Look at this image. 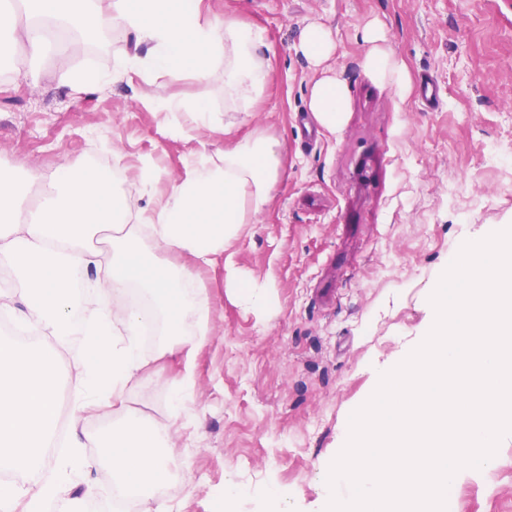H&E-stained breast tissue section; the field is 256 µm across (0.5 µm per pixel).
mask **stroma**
<instances>
[{
	"mask_svg": "<svg viewBox=\"0 0 512 512\" xmlns=\"http://www.w3.org/2000/svg\"><path fill=\"white\" fill-rule=\"evenodd\" d=\"M212 13L259 29L271 74L248 111L225 109L220 82L111 71L133 42L112 38L75 57L108 82L74 93L55 54L30 56L6 42L13 75L0 80V163L44 177L62 168L108 174L133 208V180L154 161L158 190L191 152L214 154L225 137L261 132L278 140L283 167L268 207L243 225L232 250L241 281L266 290L263 309L243 307L222 268L199 281L211 301L209 336L192 360L160 357L158 329L128 405L168 429L170 474L133 495L129 512H323L325 479L349 418L374 392L380 371L426 330L428 292L458 240L512 225V0H207ZM331 28L347 110L336 133L307 110L308 62L293 48L308 21ZM376 25L408 72L395 95L364 71L362 30ZM431 76L439 105L419 95ZM208 101L226 132L168 133L150 107L158 98ZM193 385H182L185 371ZM186 409L174 414L177 391ZM122 414L106 405L77 437L90 465L67 488L77 512H118L105 461ZM491 469L455 484V512H512V435Z\"/></svg>",
	"mask_w": 512,
	"mask_h": 512,
	"instance_id": "obj_1",
	"label": "stroma"
}]
</instances>
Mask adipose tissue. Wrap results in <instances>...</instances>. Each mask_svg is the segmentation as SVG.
<instances>
[{"instance_id": "adipose-tissue-1", "label": "adipose tissue", "mask_w": 512, "mask_h": 512, "mask_svg": "<svg viewBox=\"0 0 512 512\" xmlns=\"http://www.w3.org/2000/svg\"><path fill=\"white\" fill-rule=\"evenodd\" d=\"M119 31L134 38L136 51L116 58L115 73L136 71L173 77H224L225 101L250 104L264 89L269 60L263 37L250 24L205 10L203 0H22L21 7L0 5V35L23 38L30 54H38L48 33L56 32L60 58L73 54V37L89 42L103 32ZM368 49L363 68L396 89L406 86L404 64L380 45L376 28L364 30ZM146 53H139V46ZM296 49L308 61L314 79L308 109L328 132L339 127L346 108V88L330 64L335 50L332 31L313 21L302 30ZM152 108L163 117L179 116L176 135L213 123L208 103L160 98ZM281 167L277 140L255 133L233 141L207 161L188 163L183 174L161 195L155 194L156 173L151 164L139 166L136 179L151 200L149 208L132 210L127 196L101 172L67 168L51 179L36 170L27 173L39 190L38 202L15 189L0 168V263L16 276L25 298V317L56 336L52 351L30 358L9 340H0V464L25 473L36 472L62 415L78 427L84 413L103 399L123 402V389L145 366L139 335L146 320L163 319L173 341L163 353L192 356L198 341L183 334L187 319L206 328L211 302L198 285L196 267L220 266L227 284L240 300L263 306L260 287L243 283L227 249L242 225L251 223L271 198ZM134 228H126L128 220ZM112 229V247L94 248L104 229ZM185 253L194 266L167 267L154 262L157 254ZM105 271L107 284L121 293L138 282L153 298L151 310L122 306L98 309L82 318L83 302L75 273ZM85 319L89 351L70 354L67 339L78 319ZM69 355L83 388V398L64 413L59 403L56 363ZM112 472L126 489L144 487L163 478L167 462L161 454L167 434L145 428L136 413L107 438ZM88 463L79 449L60 458V476L34 489L0 492V512H13L16 499L26 512H46L63 500L64 474L81 473Z\"/></svg>"}]
</instances>
